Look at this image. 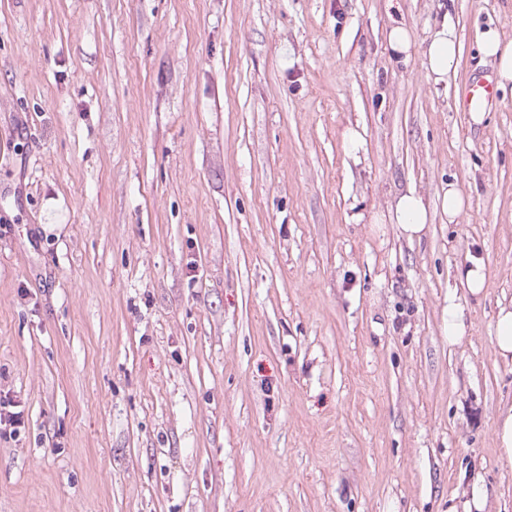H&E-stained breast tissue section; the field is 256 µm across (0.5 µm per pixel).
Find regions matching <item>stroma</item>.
Masks as SVG:
<instances>
[{
    "instance_id": "1",
    "label": "stroma",
    "mask_w": 512,
    "mask_h": 512,
    "mask_svg": "<svg viewBox=\"0 0 512 512\" xmlns=\"http://www.w3.org/2000/svg\"><path fill=\"white\" fill-rule=\"evenodd\" d=\"M0 0V512H512V0ZM449 26L455 72L391 60ZM356 128L364 145L345 149ZM455 183L419 240L358 224ZM489 287L472 300L468 252ZM471 327L449 345L448 295ZM479 39L483 55L496 61L498 85L512 83V39H505L496 29L481 32ZM497 98L498 90L493 80H468L459 89L456 106L459 112H467L470 118L472 114L480 113L472 117V122L480 123ZM438 195L441 212L448 215L449 223H455L465 210V198L455 184L448 183L447 189H442ZM459 278L461 285L466 288L472 298L482 297L487 288V271L484 260L476 254L468 255L466 263L459 273ZM493 347L499 360L506 364L512 363V305H501L498 308ZM18 407L20 405L9 391H0V439L2 437L7 439V434L11 438L25 426L23 411H15ZM495 430L502 454L512 461V407L500 411Z\"/></svg>"
}]
</instances>
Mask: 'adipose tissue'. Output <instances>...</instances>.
Wrapping results in <instances>:
<instances>
[{
    "mask_svg": "<svg viewBox=\"0 0 512 512\" xmlns=\"http://www.w3.org/2000/svg\"><path fill=\"white\" fill-rule=\"evenodd\" d=\"M387 45L393 58L408 62L419 57L421 64L433 84L448 79L462 54V44L448 28L436 31L428 41L416 43L411 30L403 23H396L388 31ZM390 221L396 224L400 233L407 239H421L430 222L429 205L423 196L415 191L398 195L388 209L387 216L372 215L375 224Z\"/></svg>",
    "mask_w": 512,
    "mask_h": 512,
    "instance_id": "adipose-tissue-1",
    "label": "adipose tissue"
}]
</instances>
